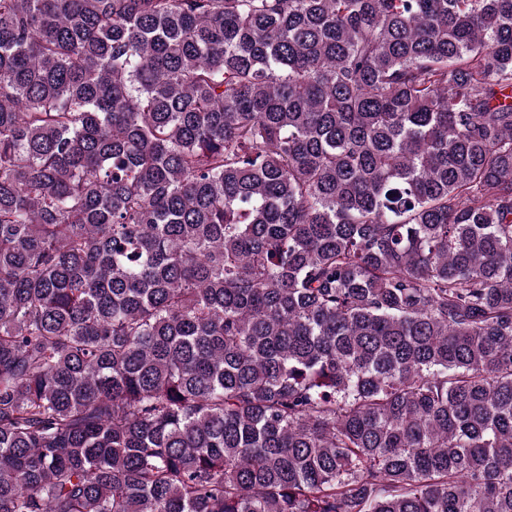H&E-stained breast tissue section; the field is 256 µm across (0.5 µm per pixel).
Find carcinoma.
Segmentation results:
<instances>
[{
	"label": "carcinoma",
	"instance_id": "carcinoma-1",
	"mask_svg": "<svg viewBox=\"0 0 512 512\" xmlns=\"http://www.w3.org/2000/svg\"><path fill=\"white\" fill-rule=\"evenodd\" d=\"M0 512H512V0H0Z\"/></svg>",
	"mask_w": 512,
	"mask_h": 512
}]
</instances>
